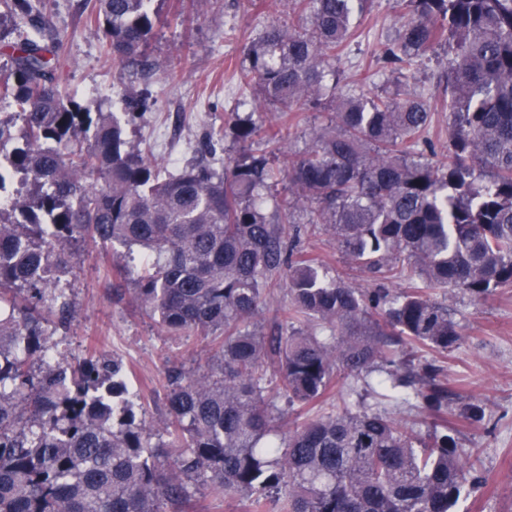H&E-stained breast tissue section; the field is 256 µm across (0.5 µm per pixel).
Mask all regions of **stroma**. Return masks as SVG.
<instances>
[{"label":"stroma","mask_w":512,"mask_h":512,"mask_svg":"<svg viewBox=\"0 0 512 512\" xmlns=\"http://www.w3.org/2000/svg\"><path fill=\"white\" fill-rule=\"evenodd\" d=\"M82 3L44 0L60 43L59 83L94 112L119 115L131 99L147 96L151 107L128 127V140L146 150L161 171L173 173L199 159L212 128L225 126L232 113L250 112L254 94L238 81L246 47L269 24L295 20L291 0H152L159 22L151 46L154 67L145 72L113 65ZM398 12L397 0H373L370 11L357 17L362 35L341 56L338 69L346 75L359 66L369 69L371 93L443 95L447 47L431 49L420 67L402 74L381 61L399 26ZM308 219V212L295 211L300 248L322 261L328 276L374 288L371 278L347 263L330 234L305 232ZM71 252L68 312L48 327L57 354L75 363L94 346L122 361L146 422H158L166 414L169 370L205 366L206 338L170 335L140 310L130 282L117 275L118 267L136 264L124 248L112 251L84 241ZM429 295L448 307L462 334L458 348L439 363L448 387V426L461 447L475 452L480 476L478 485L466 487L455 512H512V289L482 301L457 289L433 288ZM469 399L485 404L483 422L460 416L462 401Z\"/></svg>","instance_id":"1"}]
</instances>
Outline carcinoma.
<instances>
[{
    "label": "carcinoma",
    "mask_w": 512,
    "mask_h": 512,
    "mask_svg": "<svg viewBox=\"0 0 512 512\" xmlns=\"http://www.w3.org/2000/svg\"><path fill=\"white\" fill-rule=\"evenodd\" d=\"M149 2L96 0L95 20L126 67L150 66ZM293 2L304 23L271 24L247 49L240 80L265 112L235 115L240 154L222 171L202 158L162 177L114 113L62 93L43 0H0V19L29 20L9 45L0 98L25 130L9 164L34 187L0 207V300L12 292L0 317V512H165L200 486L254 512H453L478 482L448 433L441 368L406 347L446 355L461 341L448 307L422 288L474 300L512 288V0H398L384 63L416 67L448 45L441 152L422 141L432 120L424 98L369 95L360 73L348 92L329 90L369 0ZM310 110L322 121L284 174L290 217L272 224L281 118ZM94 174L104 186L88 182ZM296 209L378 287L326 278L298 250ZM86 239L148 250L130 277L140 308L169 333L213 336L204 371L169 374L156 428L138 416L117 362L49 357L38 302L49 290L67 305L60 273ZM283 271L290 304L278 334L264 336L253 317ZM395 280L412 288L396 291ZM372 373L428 412L425 432L386 409L345 407L282 435L279 400L310 404L340 376ZM461 414L480 422L485 407L469 400Z\"/></svg>",
    "instance_id": "carcinoma-1"
}]
</instances>
